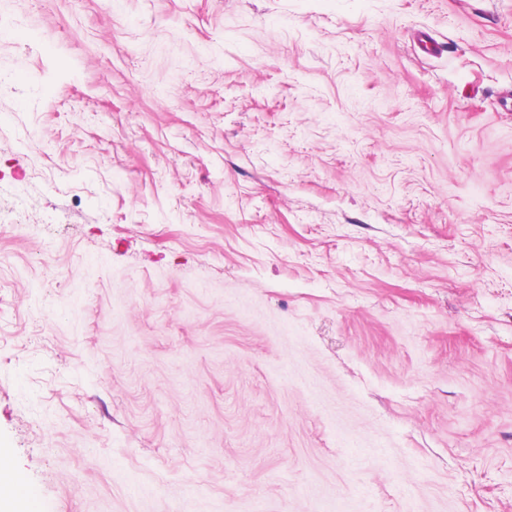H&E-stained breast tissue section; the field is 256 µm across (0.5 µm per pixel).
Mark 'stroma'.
<instances>
[{
    "label": "stroma",
    "instance_id": "stroma-1",
    "mask_svg": "<svg viewBox=\"0 0 512 512\" xmlns=\"http://www.w3.org/2000/svg\"><path fill=\"white\" fill-rule=\"evenodd\" d=\"M0 449L45 512H512V0H0Z\"/></svg>",
    "mask_w": 512,
    "mask_h": 512
}]
</instances>
